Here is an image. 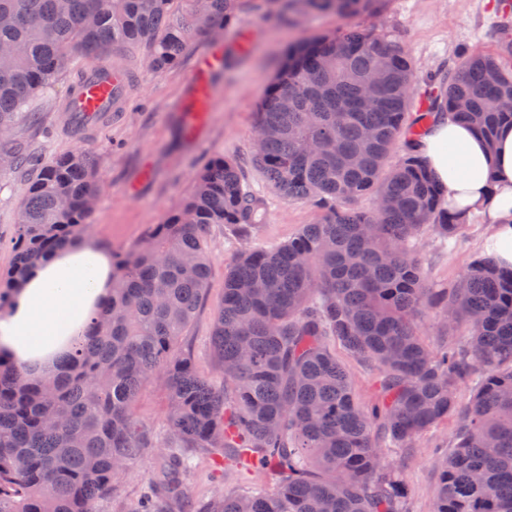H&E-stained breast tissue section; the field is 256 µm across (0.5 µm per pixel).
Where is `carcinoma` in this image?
Here are the masks:
<instances>
[{"mask_svg": "<svg viewBox=\"0 0 512 512\" xmlns=\"http://www.w3.org/2000/svg\"><path fill=\"white\" fill-rule=\"evenodd\" d=\"M0 0V156L20 109L61 74L71 56L143 44L154 71L175 65L189 38L228 27L237 0ZM379 0H289L297 12L370 13ZM512 57V17L497 29ZM415 71L405 46L351 29L293 44L256 113L255 162L283 198L319 210L287 243L241 253L224 277L212 345L224 390L176 352L207 288L212 224L245 234L266 217L222 158L199 172L193 194L145 242L112 260V296L59 372L32 379L0 355V512H92L114 476L146 447L131 407L141 385L163 377L175 448H222L279 477L273 492L245 483L206 512H404L406 488L382 459L439 421L459 424L438 465L433 512H512V268L474 259L449 288L428 286L413 240L466 226L418 154L432 116L469 121L486 138L512 120V68L460 55L445 100L408 121ZM403 157L388 159L397 146ZM85 149L37 164L19 206L13 261L0 305L24 275L80 238L96 198ZM375 198L371 210L350 204ZM443 313L447 343L422 341L416 319ZM469 335L457 336L459 321ZM376 372L379 399L355 401L333 348ZM476 391L464 405L456 391Z\"/></svg>", "mask_w": 512, "mask_h": 512, "instance_id": "cac0c4a2", "label": "carcinoma"}]
</instances>
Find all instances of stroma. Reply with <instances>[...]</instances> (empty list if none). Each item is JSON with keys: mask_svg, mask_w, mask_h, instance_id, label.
Segmentation results:
<instances>
[{"mask_svg": "<svg viewBox=\"0 0 512 512\" xmlns=\"http://www.w3.org/2000/svg\"><path fill=\"white\" fill-rule=\"evenodd\" d=\"M499 0H384L377 12L355 17L333 13L297 16L284 0L276 6L281 19L267 18V0H238L236 17L220 38L193 37L177 65L163 71L148 69L143 47L118 45L109 57L113 66L127 69L131 86L123 111L113 113L89 134L67 129L60 112L69 85L89 65L76 55L56 80L28 101L26 111L42 121L17 122L11 136L15 146L48 158L77 149L92 152L102 190L90 214L84 236L111 254H123L141 243L154 225L181 207L194 188V177L216 156L233 161L244 189L266 201V220L246 236L224 224L211 225L206 247L211 271L208 287L179 350L193 360L196 372L214 386L224 374L212 347L213 320L224 298V276L247 248L278 246L303 225L316 221L306 202L273 193L264 172L254 164V124L266 88L280 71L289 43L347 30L367 29L399 39L408 50L420 80H431L446 91V74L461 48L487 54L497 50L495 31L502 19ZM220 55L222 66L211 73L208 110L198 135H190L184 104L191 101V82L197 58ZM27 174L0 173V273L12 260L17 211L26 191ZM488 225L471 218L451 242L435 231L417 241L431 287L453 285L466 266L480 257ZM151 443L149 449L123 469L117 489L99 498L95 512H137L163 479L172 443L166 393L159 382L145 384L132 407ZM455 419L439 423L411 445L384 453L397 465L409 488L405 512H433L438 475L436 462L453 446ZM189 461L173 492L158 500L159 512H205L236 486L234 469L223 468L220 448H185Z\"/></svg>", "mask_w": 512, "mask_h": 512, "instance_id": "obj_1", "label": "stroma"}]
</instances>
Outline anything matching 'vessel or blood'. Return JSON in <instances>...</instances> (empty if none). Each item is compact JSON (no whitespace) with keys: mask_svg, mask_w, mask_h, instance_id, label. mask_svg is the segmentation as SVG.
<instances>
[{"mask_svg":"<svg viewBox=\"0 0 512 512\" xmlns=\"http://www.w3.org/2000/svg\"><path fill=\"white\" fill-rule=\"evenodd\" d=\"M127 89L123 69L94 62L73 83L64 99L62 110L67 122L82 128L102 124L124 103Z\"/></svg>","mask_w":512,"mask_h":512,"instance_id":"1","label":"vessel or blood"}]
</instances>
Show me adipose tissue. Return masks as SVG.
I'll list each match as a JSON object with an SVG mask.
<instances>
[{"instance_id": "1", "label": "adipose tissue", "mask_w": 512, "mask_h": 512, "mask_svg": "<svg viewBox=\"0 0 512 512\" xmlns=\"http://www.w3.org/2000/svg\"><path fill=\"white\" fill-rule=\"evenodd\" d=\"M419 153L446 190L454 212L479 215L490 227L485 252L512 267V123L485 140L465 122L432 121ZM112 259L92 241L57 250L29 272L0 311V355L25 374L56 372L110 295Z\"/></svg>"}]
</instances>
